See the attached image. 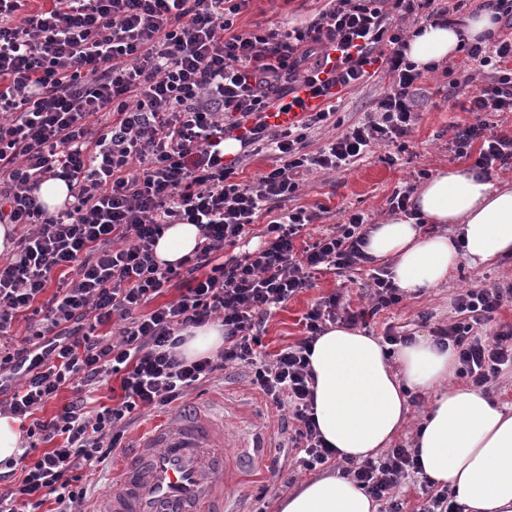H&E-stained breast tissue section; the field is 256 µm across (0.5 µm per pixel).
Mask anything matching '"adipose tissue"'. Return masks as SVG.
Returning <instances> with one entry per match:
<instances>
[{"mask_svg":"<svg viewBox=\"0 0 512 512\" xmlns=\"http://www.w3.org/2000/svg\"><path fill=\"white\" fill-rule=\"evenodd\" d=\"M491 13L468 19L463 31L423 25L411 37L408 58L418 67L457 52L461 40L495 32ZM417 218L454 224L455 236H422L417 218L393 217L371 226L366 251L391 260L394 283L407 293L442 283L459 262L476 266L512 254V188H499L463 169L432 176L414 198ZM199 243L195 225L173 224L159 239V260L177 263ZM314 413L318 430L337 458L358 461L388 444L403 424L406 391L431 390L434 403L422 421L415 452L423 473L450 486L463 512H512V412L481 391L451 385L455 357L425 337L387 356L365 330L329 327L314 343ZM279 512H376L372 499L342 477L307 481L281 499Z\"/></svg>","mask_w":512,"mask_h":512,"instance_id":"ef3b65f1","label":"adipose tissue"}]
</instances>
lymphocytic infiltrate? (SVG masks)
I'll return each mask as SVG.
<instances>
[{
    "label": "lymphocytic infiltrate",
    "instance_id": "1",
    "mask_svg": "<svg viewBox=\"0 0 512 512\" xmlns=\"http://www.w3.org/2000/svg\"><path fill=\"white\" fill-rule=\"evenodd\" d=\"M29 2L0 0V224L19 231L0 255V413L27 422L28 437L49 448L0 472V512H85L87 472L122 450L139 410L184 400L230 365L249 367L252 385L280 410L300 466L325 465L334 451L314 419L312 346L327 326L366 323L403 296L387 269H376L369 307L322 297L301 317L303 338L265 359L260 329L272 309L316 275L347 277L368 261L363 214L306 241L315 212L279 207L308 173L346 169L410 133L423 71L392 19L421 15L444 26L459 0H327L306 25L248 33L235 19L249 0H44L36 10ZM462 49L474 66L465 82L481 73L488 82L451 150L488 175L512 160V133L491 132L486 119L512 112V38ZM377 62L386 92L366 122L343 127L337 99ZM296 108L297 124L266 120L270 110ZM329 126L339 136L310 150L312 134ZM230 134L274 157L252 183L238 182L239 160L224 158ZM50 179L68 188L54 210L39 198ZM272 211L257 248L225 257ZM172 224L196 225L201 241L162 263L154 248ZM172 288L178 297L157 304ZM511 298L508 286L470 285L456 297V321L433 334L474 387L512 367V329L479 333ZM215 322L223 349L185 357L187 331ZM107 326L117 340L103 335ZM113 377L119 400L91 408ZM65 390L71 398L40 418ZM420 471L413 449L395 447L342 474L383 512H404L394 490Z\"/></svg>",
    "mask_w": 512,
    "mask_h": 512
}]
</instances>
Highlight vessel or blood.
<instances>
[{
  "label": "vessel or blood",
  "instance_id": "vessel-or-blood-1",
  "mask_svg": "<svg viewBox=\"0 0 512 512\" xmlns=\"http://www.w3.org/2000/svg\"><path fill=\"white\" fill-rule=\"evenodd\" d=\"M240 460L224 454V433L197 409L157 426L126 451L99 512H224L240 482Z\"/></svg>",
  "mask_w": 512,
  "mask_h": 512
}]
</instances>
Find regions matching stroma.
Segmentation results:
<instances>
[{
  "label": "stroma",
  "mask_w": 512,
  "mask_h": 512,
  "mask_svg": "<svg viewBox=\"0 0 512 512\" xmlns=\"http://www.w3.org/2000/svg\"><path fill=\"white\" fill-rule=\"evenodd\" d=\"M324 6L325 0H251L247 10L238 16L237 26L245 31L272 25L293 27L310 21ZM464 58V53H457L448 58V71L423 73L419 82L423 92L420 116L408 137L406 150L392 145L366 155L348 170L307 178L295 203L320 211L319 219L309 227L310 234L342 222L344 214L350 211L365 214L370 223H379L389 215L387 200L393 191L414 184L419 170L425 168L435 173L468 166V159L455 157L448 148L457 127L471 120L470 113L461 109L468 90L454 95L449 92L450 83L462 77L459 65ZM386 88V83L375 76L358 89L343 94L338 110L345 124L364 122L376 98ZM366 278V272L362 271L355 283L344 285L334 275L318 276L313 288L297 294L272 312L262 333L264 351L273 355L300 339L303 332L300 318L321 297L341 289L352 308L366 306L369 302L363 287ZM510 281L512 257L478 266L459 263L439 286L404 295L399 304L378 312L370 319L366 331L380 337L391 326L407 336L431 335L434 328L455 320L454 299L463 287ZM246 373L243 366L225 368L223 378L193 392L185 404L207 408L216 422L222 424L229 436L226 452L237 451L253 433L266 434L269 451L264 463L245 468L244 480L228 490L229 505L237 512H277L280 499L309 480L337 475L338 468L329 464L306 471L296 465L295 450L278 445V411L252 389ZM182 405L176 403L163 410L141 412L127 431L126 441H133L160 423L171 422ZM275 466L281 468L283 481H273L271 469Z\"/></svg>",
  "instance_id": "stroma-1"
}]
</instances>
